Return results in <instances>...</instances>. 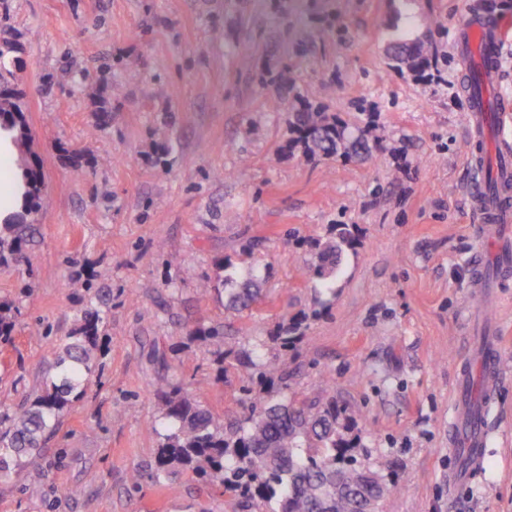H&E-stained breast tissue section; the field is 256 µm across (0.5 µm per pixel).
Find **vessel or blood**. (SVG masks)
Instances as JSON below:
<instances>
[{
	"label": "vessel or blood",
	"mask_w": 512,
	"mask_h": 512,
	"mask_svg": "<svg viewBox=\"0 0 512 512\" xmlns=\"http://www.w3.org/2000/svg\"><path fill=\"white\" fill-rule=\"evenodd\" d=\"M453 49L463 63L462 92L467 104L466 189L477 249L471 259L468 332L479 339L478 373L461 366L448 422V446L457 460L448 472L449 487L473 479L488 443V410L505 377L502 348L489 327L488 303L495 291L512 283V141L491 139L512 101L497 96L500 46L512 34V15L486 6L471 7L453 21ZM479 377L482 399H475L472 377Z\"/></svg>",
	"instance_id": "vessel-or-blood-1"
}]
</instances>
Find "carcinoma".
<instances>
[{
  "instance_id": "cac0c4a2",
  "label": "carcinoma",
  "mask_w": 512,
  "mask_h": 512,
  "mask_svg": "<svg viewBox=\"0 0 512 512\" xmlns=\"http://www.w3.org/2000/svg\"><path fill=\"white\" fill-rule=\"evenodd\" d=\"M404 50L391 60L411 71L429 61L426 41L403 40ZM16 131V141L26 144L24 115L17 99L0 102V127ZM292 130L299 133L309 157L361 155L369 151L364 130L345 122H331L323 112H296ZM26 212L40 211L41 184L37 172L24 166ZM32 224H0V265L25 262V274L35 270L26 249ZM351 225L332 224L329 237L316 243L314 260L300 268L304 280L319 279L330 291L340 273L345 252L354 249ZM259 299L258 289L246 283L227 296L228 307L246 310ZM106 312L85 310L77 327L59 345L50 379L31 402L0 410V478L12 472L24 455L39 452L46 435L60 422L72 402L79 399L99 364L103 352L100 331ZM306 318L283 322L276 334L254 341L252 349L238 350L224 342L221 325L198 327L196 340L212 345L217 377L233 363L248 370L249 384L240 388L247 403L242 416L226 426L201 402L188 397L183 384L158 378L152 394L162 406L163 442L155 459L154 476L169 479L181 468L206 476L222 488L221 512H361L363 503L380 502L389 492L383 475L346 457L351 448L342 430L336 403L319 406L288 398V373L283 369L288 349L303 336ZM12 306L0 304V341H10ZM262 387L255 392L252 385Z\"/></svg>"
}]
</instances>
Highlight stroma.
Instances as JSON below:
<instances>
[{
    "label": "stroma",
    "instance_id": "obj_1",
    "mask_svg": "<svg viewBox=\"0 0 512 512\" xmlns=\"http://www.w3.org/2000/svg\"><path fill=\"white\" fill-rule=\"evenodd\" d=\"M468 2L0 0L23 158L44 185L30 292L20 267L0 268V303L15 308L0 408L40 393L60 339L89 309L67 280L111 293L100 371L40 452L0 481V512H220V489L192 471L155 482L162 429L147 392L170 374L234 422L240 370L217 377L209 345L189 333L220 324L245 346L286 315L308 318L286 358L288 391L341 410L352 456L390 484L378 512H512V295L494 310L508 373L484 459L473 480L448 487V403L469 353L476 249L452 46ZM403 38L431 41L442 82L390 66ZM241 41L254 47L246 67ZM302 110L374 121L370 155L305 156L289 130ZM333 224L353 225L358 245L319 306V280L297 269ZM229 276L259 279L262 301L238 313L199 295L201 278ZM38 319L49 336L31 335ZM185 347L193 357L176 366Z\"/></svg>",
    "mask_w": 512,
    "mask_h": 512
}]
</instances>
